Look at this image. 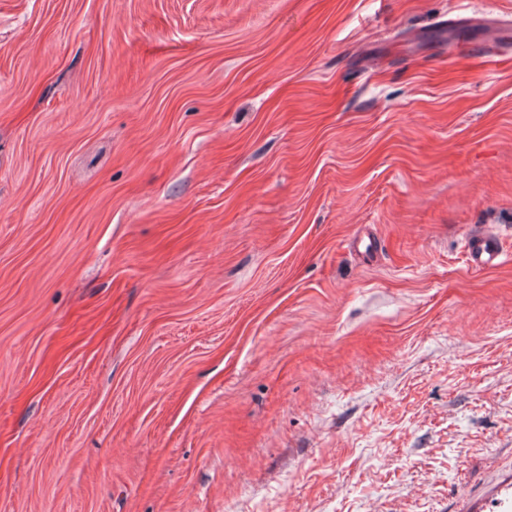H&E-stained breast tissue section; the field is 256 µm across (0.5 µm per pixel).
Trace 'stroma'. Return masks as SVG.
<instances>
[{
	"label": "stroma",
	"mask_w": 512,
	"mask_h": 512,
	"mask_svg": "<svg viewBox=\"0 0 512 512\" xmlns=\"http://www.w3.org/2000/svg\"><path fill=\"white\" fill-rule=\"evenodd\" d=\"M483 13L0 0V512H512ZM467 248L471 261L478 267L493 266L500 261V253L495 237L489 232H479L470 236Z\"/></svg>",
	"instance_id": "obj_1"
}]
</instances>
